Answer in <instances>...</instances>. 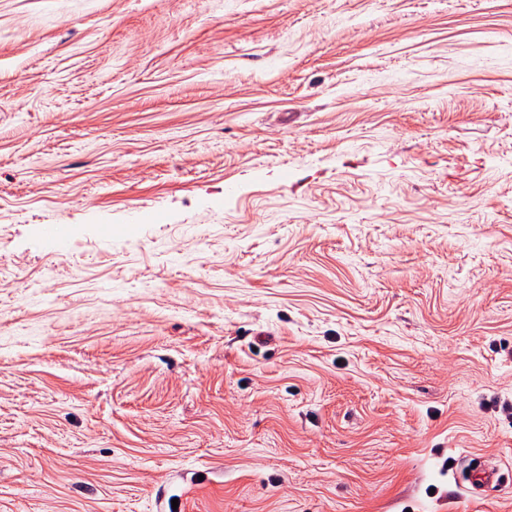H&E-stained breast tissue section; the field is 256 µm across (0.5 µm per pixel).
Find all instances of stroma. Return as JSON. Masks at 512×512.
Instances as JSON below:
<instances>
[{"instance_id":"stroma-1","label":"stroma","mask_w":512,"mask_h":512,"mask_svg":"<svg viewBox=\"0 0 512 512\" xmlns=\"http://www.w3.org/2000/svg\"><path fill=\"white\" fill-rule=\"evenodd\" d=\"M469 455L512 0H0V512H512ZM41 233L46 245L58 254L64 250L71 228L68 224H45L41 227ZM468 482L474 490L473 493L483 492L485 495H491L501 486L502 474L480 464L470 470Z\"/></svg>"}]
</instances>
